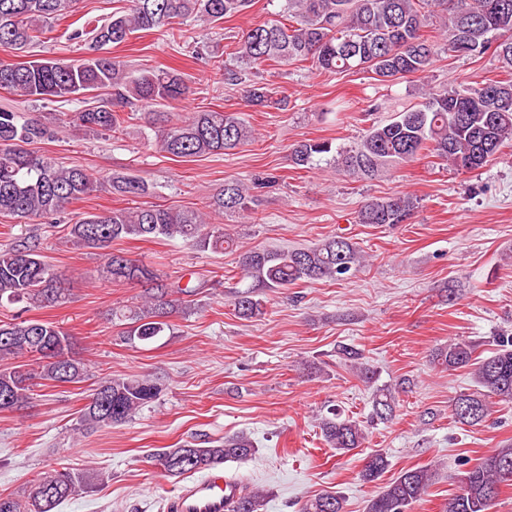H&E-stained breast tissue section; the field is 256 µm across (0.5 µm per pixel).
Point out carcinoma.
<instances>
[{
  "mask_svg": "<svg viewBox=\"0 0 512 512\" xmlns=\"http://www.w3.org/2000/svg\"><path fill=\"white\" fill-rule=\"evenodd\" d=\"M126 7L112 12L102 25L88 31L74 27L68 39L83 44L87 56L77 63L36 59L0 63V90L24 99L49 103H85L66 114L63 127L86 135L117 134L137 116L154 126L157 107L188 99L193 87L186 73L175 68L126 71L107 45L126 43L138 31L168 32L194 19L211 24L244 14L254 0H125ZM76 0H0V51L26 53L52 23L74 12ZM447 14L446 46L450 53L483 55L488 50L512 70V0H285L284 24L279 20L254 23L239 34L235 64L218 61L224 82L236 86L251 107L276 103L271 89L257 81L253 69L265 62H307L325 72L366 69L380 82L392 83L428 71L437 55L436 44L422 33L434 6ZM60 129L30 112L0 108V217L39 219L48 224L73 203L108 188L139 198L152 187L125 174L102 180L86 170L66 167L29 149L55 138ZM252 136L244 119L234 112H198L191 118L161 127L157 137L162 151L176 158L226 154ZM512 141V77L486 78L463 89L442 87L424 93L386 122L373 124L360 142L338 150L328 140L306 139L291 145V162L307 168L331 159L350 177H371L380 169L411 162L423 152L458 169L482 167ZM273 183L238 179L224 188L209 207L229 214L251 211L252 191ZM417 208L410 196L373 198L360 211L359 223L405 224ZM70 242L78 249L100 251L101 277L144 288L142 303L110 310L112 324L123 327L130 344L149 345L172 329L170 318L189 307L187 298L197 285L164 283L140 260L112 252L122 239L145 241L181 239L200 250H233L234 240L224 227L207 222L199 209L144 206L86 213L70 225ZM360 263V254L346 237L333 236L304 249H248L239 255L238 268L251 279L248 289L234 295L233 304L244 318L263 314L261 295L301 283L341 281ZM66 278L44 260L36 242L20 240L0 248V303L23 304L22 310L58 307L69 300ZM477 344L455 339L436 349L433 360L446 370L468 368L477 391L461 393L450 403L451 417L463 425H480L493 405L512 401V336H502L487 357L476 355ZM357 376L374 382V370L363 352L339 347ZM86 377L76 358L71 333L57 322L17 317L0 324V411L28 404L39 381L78 383ZM161 392L160 385L144 376L113 377L100 382L81 409L80 429L120 425ZM396 389L384 385L373 390L371 419L388 421L395 411ZM324 440L340 454L362 446L363 426L332 408L320 419ZM258 451L244 435L226 437L210 447L183 444L159 448L150 460L164 477H188L226 461H242ZM388 468L387 457L376 451L365 458L362 477L375 481ZM435 473L428 467L403 472L367 501L365 512H410L422 500ZM101 475L64 468L30 481L17 496L0 495V512H59L72 497L96 487ZM512 482V443L494 449L466 471L461 492L448 499L446 512H489L500 486ZM267 495L243 486L228 512H264ZM299 512H346L344 496L325 491L306 500Z\"/></svg>",
  "mask_w": 512,
  "mask_h": 512,
  "instance_id": "1",
  "label": "carcinoma"
}]
</instances>
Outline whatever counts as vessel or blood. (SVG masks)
I'll return each instance as SVG.
<instances>
[{"label":"vessel or blood","instance_id":"vessel-or-blood-1","mask_svg":"<svg viewBox=\"0 0 512 512\" xmlns=\"http://www.w3.org/2000/svg\"><path fill=\"white\" fill-rule=\"evenodd\" d=\"M238 494V484L216 469L171 497L166 512H227Z\"/></svg>","mask_w":512,"mask_h":512}]
</instances>
